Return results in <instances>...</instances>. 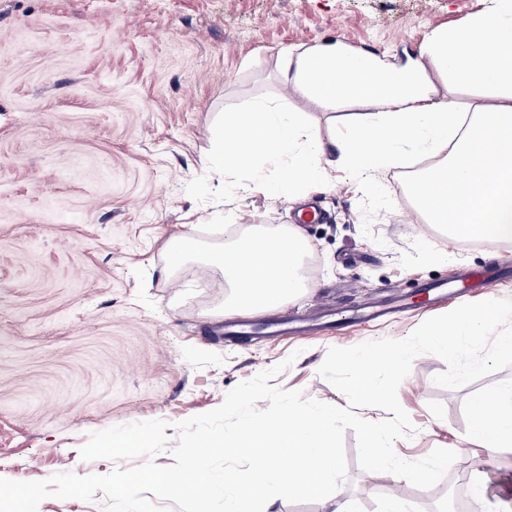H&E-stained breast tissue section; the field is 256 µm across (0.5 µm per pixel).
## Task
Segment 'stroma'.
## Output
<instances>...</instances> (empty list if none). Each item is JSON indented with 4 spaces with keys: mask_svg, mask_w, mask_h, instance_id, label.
Instances as JSON below:
<instances>
[{
    "mask_svg": "<svg viewBox=\"0 0 512 512\" xmlns=\"http://www.w3.org/2000/svg\"><path fill=\"white\" fill-rule=\"evenodd\" d=\"M496 0H0V478L106 475L131 459L84 460L91 433L153 419L178 422L220 406L237 384L285 358L276 385L346 406L318 369L329 347L404 338L457 306L512 297L479 272L512 269V244L489 250L420 222L409 183L431 164L387 171L329 169L314 191L324 217L301 225L310 285L275 316L302 336L230 342L224 278L204 265L167 279L165 240L193 224L201 242L225 224H292L302 199L257 185L235 194L209 158L225 113L257 99L286 103L323 136L341 115L295 96L290 52L340 40L397 61L437 28L495 9ZM372 182L374 193L362 189ZM440 261H433V254ZM405 298L410 310L339 336L337 309ZM437 356L415 358L398 397L417 428L397 440L415 461L434 448L459 456L437 489L421 490L357 462L346 431L340 486L350 512H512V455L462 453L472 399L512 382V368L458 389L433 384Z\"/></svg>",
    "mask_w": 512,
    "mask_h": 512,
    "instance_id": "obj_1",
    "label": "stroma"
}]
</instances>
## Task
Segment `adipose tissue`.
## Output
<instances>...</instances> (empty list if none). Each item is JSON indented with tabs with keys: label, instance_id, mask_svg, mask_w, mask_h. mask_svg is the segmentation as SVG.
<instances>
[{
	"label": "adipose tissue",
	"instance_id": "adipose-tissue-1",
	"mask_svg": "<svg viewBox=\"0 0 512 512\" xmlns=\"http://www.w3.org/2000/svg\"><path fill=\"white\" fill-rule=\"evenodd\" d=\"M288 81L302 97L334 109L363 106L338 135L323 138L300 113L258 101L224 115L211 141L224 173H259L287 161L273 195H294L325 181L329 155L358 170L400 166L432 155L434 166L411 183L414 211L428 224H447L461 239L512 243V0L459 26L434 30L417 57L397 63L341 41L291 54ZM475 97L459 103V90ZM306 242L295 225L232 226L224 242L203 246L194 229L171 236L168 276L193 264L218 270L228 290L222 314L245 317L288 303L308 285ZM464 442L512 453V382L475 398Z\"/></svg>",
	"mask_w": 512,
	"mask_h": 512
}]
</instances>
